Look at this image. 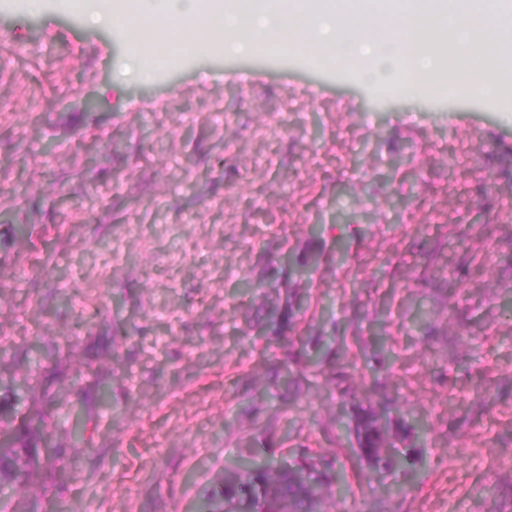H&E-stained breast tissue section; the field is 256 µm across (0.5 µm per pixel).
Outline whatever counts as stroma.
<instances>
[{
  "instance_id": "obj_1",
  "label": "stroma",
  "mask_w": 512,
  "mask_h": 512,
  "mask_svg": "<svg viewBox=\"0 0 512 512\" xmlns=\"http://www.w3.org/2000/svg\"><path fill=\"white\" fill-rule=\"evenodd\" d=\"M71 2L0 0V405L52 396L68 451L13 512H200L245 451L334 455L340 512H512V98L215 46L142 76ZM370 408L405 466L357 454Z\"/></svg>"
}]
</instances>
